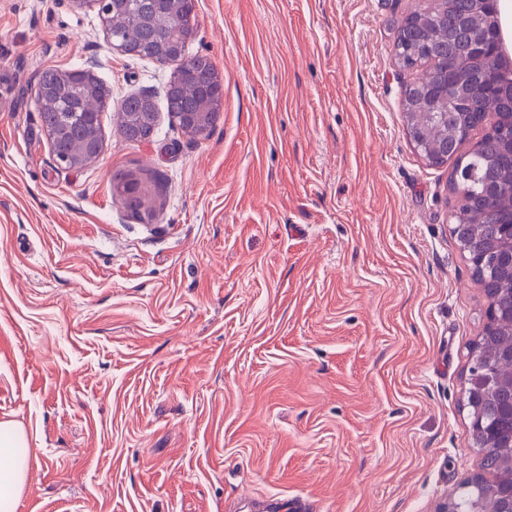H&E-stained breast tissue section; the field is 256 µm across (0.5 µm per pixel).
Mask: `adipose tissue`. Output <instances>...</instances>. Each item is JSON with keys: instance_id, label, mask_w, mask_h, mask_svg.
Masks as SVG:
<instances>
[{"instance_id": "ef3b65f1", "label": "adipose tissue", "mask_w": 512, "mask_h": 512, "mask_svg": "<svg viewBox=\"0 0 512 512\" xmlns=\"http://www.w3.org/2000/svg\"><path fill=\"white\" fill-rule=\"evenodd\" d=\"M26 436L10 422H0V512H14L26 486L28 455L23 454Z\"/></svg>"}]
</instances>
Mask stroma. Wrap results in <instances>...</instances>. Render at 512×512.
Listing matches in <instances>:
<instances>
[{
    "label": "stroma",
    "mask_w": 512,
    "mask_h": 512,
    "mask_svg": "<svg viewBox=\"0 0 512 512\" xmlns=\"http://www.w3.org/2000/svg\"><path fill=\"white\" fill-rule=\"evenodd\" d=\"M434 0H197L224 82L190 136L172 66L112 53L68 0H0V421L16 512H436L480 469L466 407L487 299L451 164L407 132L397 27ZM93 67L99 158L55 164L38 76ZM138 183L149 214L116 188ZM119 104L114 112L122 113L117 119L121 136L133 143L148 141L153 136L159 112L153 98L131 94ZM26 436L11 422H0V511L13 512L26 486L29 456L18 452L26 448Z\"/></svg>",
    "instance_id": "stroma-1"
}]
</instances>
